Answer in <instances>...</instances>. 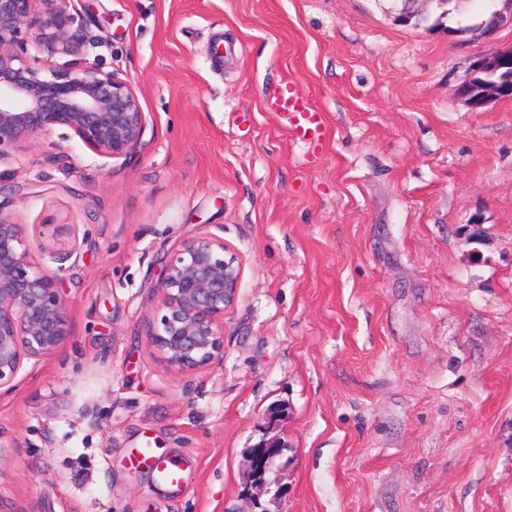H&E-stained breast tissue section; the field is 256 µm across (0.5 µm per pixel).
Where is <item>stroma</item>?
I'll list each match as a JSON object with an SVG mask.
<instances>
[{
  "label": "stroma",
  "mask_w": 512,
  "mask_h": 512,
  "mask_svg": "<svg viewBox=\"0 0 512 512\" xmlns=\"http://www.w3.org/2000/svg\"><path fill=\"white\" fill-rule=\"evenodd\" d=\"M127 82L141 148L69 131L0 154V211L59 279L70 336L0 391V512H512V100L471 110L512 46L395 22L390 0H38ZM320 145L267 106L285 82ZM243 262L224 357L153 347L186 239ZM186 467L180 489L127 458ZM282 448L268 492L250 450ZM456 94L472 109L485 106L491 98H512V47L494 50L473 64L469 77ZM272 107L284 120L290 136L304 144H322L326 135L324 113L308 99L297 95L288 82L272 102Z\"/></svg>",
  "instance_id": "35a3bbf8"
}]
</instances>
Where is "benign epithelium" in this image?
Wrapping results in <instances>:
<instances>
[{
  "label": "benign epithelium",
  "instance_id": "1",
  "mask_svg": "<svg viewBox=\"0 0 512 512\" xmlns=\"http://www.w3.org/2000/svg\"><path fill=\"white\" fill-rule=\"evenodd\" d=\"M36 0H0V153L28 148L40 135L64 128L99 157L122 158L142 145L145 115L136 94L112 73L94 66L75 69L44 63L29 44L70 54L69 30L77 18L59 11L46 21ZM436 0H409L396 15L407 23L428 13ZM512 23V0L494 8L473 33L489 38ZM53 29L44 41L38 31ZM456 94L473 110L492 98H512V47L494 50L473 64ZM242 260L224 239L202 234L171 255L160 283V318L151 343L181 374L195 375L224 356V311L236 299ZM69 336L56 275L31 256L26 225L0 210V389L10 388L24 361L53 354ZM277 454L264 447L251 455V483L263 487Z\"/></svg>",
  "mask_w": 512,
  "mask_h": 512
}]
</instances>
